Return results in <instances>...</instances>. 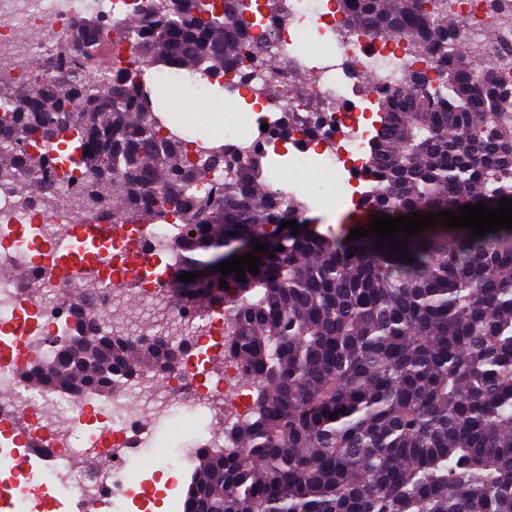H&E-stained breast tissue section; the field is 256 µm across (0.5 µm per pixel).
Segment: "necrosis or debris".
I'll return each instance as SVG.
<instances>
[{
	"label": "necrosis or debris",
	"instance_id": "obj_1",
	"mask_svg": "<svg viewBox=\"0 0 512 512\" xmlns=\"http://www.w3.org/2000/svg\"><path fill=\"white\" fill-rule=\"evenodd\" d=\"M151 2L0 0V54L10 56L16 79L27 81L34 75L27 59L35 50L18 39L19 27L48 31L51 47L57 51L63 49L64 35L78 18L94 15L104 26L121 25L127 17L150 9ZM335 11L336 0H288L284 14L269 9L249 32L256 49L253 57L243 67L203 75L202 81L223 84L227 104L240 99L251 104V111L238 113L235 121L214 134L215 139L244 153L272 145L270 128L281 113L294 112L302 119L320 113L325 120L322 139L307 140L301 127H294L290 139L297 148L289 152L288 166L331 174L330 195L346 207L360 202L359 186L367 178L364 149L372 121L368 108L357 105V98L403 87L409 70L420 68L431 74L435 68L432 59L406 40H369L364 33L340 28ZM314 39L322 50L306 98H295L289 92L270 97L269 85H287L289 62L304 63ZM41 154L44 186L57 185L62 192L54 220L39 221L40 207L24 181L0 187V264L32 269L33 280H46L52 290L51 298L35 301L27 297L22 282L0 279V426H15L19 443L39 451L36 465L24 474V496L58 489L101 512H127L130 500L137 496V477L127 468L130 457H152L154 473L180 483L199 447L224 445L223 436L201 424L200 416L213 413L224 422H233L246 415L252 390L240 383L233 364L227 365L223 377L211 387H199L197 379L207 365L205 348L222 332L223 323L211 315H196L176 301L168 306L166 321L173 329L191 327L195 350L181 357L173 369L144 377L136 402L114 395L94 407L88 395L61 396L32 389L21 380L18 370L23 364L60 355L67 344L65 326L73 319L71 284L42 278L36 272L37 262L25 246L24 236L32 234L50 246L66 245L72 235L71 224L79 216L73 202L87 191L84 175L60 181L55 141L46 142ZM176 413L183 416L190 437L170 444L162 453H153L150 437L141 434L144 422L158 425ZM93 419L104 428L100 449L114 458L107 473L88 465L98 449L78 448L72 442L75 433Z\"/></svg>",
	"mask_w": 512,
	"mask_h": 512
}]
</instances>
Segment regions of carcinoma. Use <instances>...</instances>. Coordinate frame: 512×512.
Segmentation results:
<instances>
[{"instance_id":"cac0c4a2","label":"carcinoma","mask_w":512,"mask_h":512,"mask_svg":"<svg viewBox=\"0 0 512 512\" xmlns=\"http://www.w3.org/2000/svg\"><path fill=\"white\" fill-rule=\"evenodd\" d=\"M274 2L159 0L124 38L153 67L216 73L248 56L250 19ZM448 2L336 0L348 29L406 36L437 62L434 78L410 71L401 91L377 98L365 162L373 182L351 218L512 203V87L496 81L493 47L462 50L463 20H448ZM88 21L93 29L78 23L67 35L75 55L64 82L0 81V98L15 103L0 112V181L39 182L31 149L58 139L62 173L97 182L88 203L110 187L112 211L151 217L160 188L186 228L173 291L186 305L224 304V354L257 396L225 429L227 446L198 452L184 512H512V229L475 238L438 224L393 257L374 235L346 240L352 223L277 237L267 228L306 218L267 188L264 154L223 145L200 148L203 164L189 159L188 141L163 133L132 73L110 85L103 69L87 76L103 28ZM220 163L223 184L197 193L201 168ZM245 240L269 244L250 249L257 273L212 271L222 248ZM195 271L205 278L179 279ZM85 317L80 359L68 346L21 368L23 381L105 394L170 369L173 342H132L106 330L108 314Z\"/></svg>"}]
</instances>
